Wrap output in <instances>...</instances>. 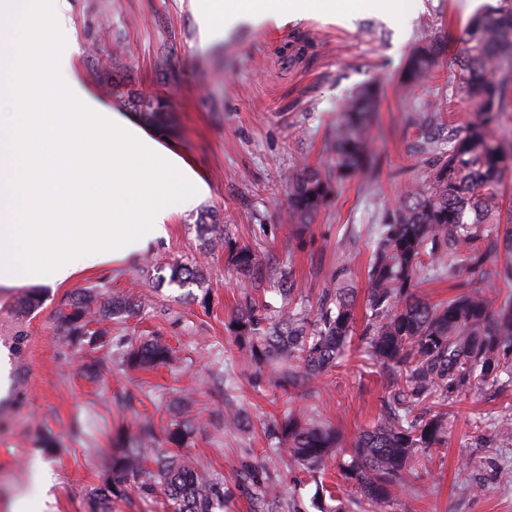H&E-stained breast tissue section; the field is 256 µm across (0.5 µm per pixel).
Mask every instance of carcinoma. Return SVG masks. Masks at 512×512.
I'll return each instance as SVG.
<instances>
[{
	"instance_id": "1",
	"label": "carcinoma",
	"mask_w": 512,
	"mask_h": 512,
	"mask_svg": "<svg viewBox=\"0 0 512 512\" xmlns=\"http://www.w3.org/2000/svg\"><path fill=\"white\" fill-rule=\"evenodd\" d=\"M85 32L91 60H105L112 92L125 95L127 52L112 43L108 0L87 5ZM459 43L460 67L453 78L473 102L477 120L447 136L448 148L435 151L425 177L404 190L369 238L362 338L376 363L398 374L399 383L387 415L356 439L339 468L377 512L393 504L415 466H428L432 449L448 443L445 417L418 416V407L442 405L475 384L494 385L503 374L512 380V296L495 305L466 284L472 278L512 284V213H503L500 203L512 149L495 134L512 111V79L498 76L503 65L512 67V3L475 15ZM446 47L436 39L419 47L408 64L411 79H428L434 57ZM376 98V88L370 85L340 105L343 123L331 172L303 166L288 174V221L304 227L328 201L333 185L373 170L371 113ZM128 101L159 124L167 119L166 99L130 95ZM450 103L449 98L439 99L428 106L422 139H431L434 129L448 128L445 112ZM224 246L245 287L259 290L254 255L237 246L227 224ZM348 274V261L336 265L313 319L298 312L274 315L249 297L225 323L228 339L255 384L264 383L270 372L286 392H310L339 366L355 323ZM445 274L463 292L432 303L417 291L420 279ZM200 279L198 269L177 264L171 267L168 284L184 288ZM130 311L123 297L82 289L60 306L57 318L60 330L73 340L102 345L107 332L91 328L92 323L119 319ZM123 359L130 368L154 367L169 362L171 351L165 342L150 340L128 347ZM192 431V421L185 419L161 440L147 425L120 435L112 481L99 489L92 512H112V498L128 487L161 495L169 512H224V484L209 480L192 457L181 452ZM267 437L278 441L289 464L313 475L343 450L336 428L305 410L274 419ZM161 443L170 449H159ZM249 475L262 508H278L277 480L256 471Z\"/></svg>"
}]
</instances>
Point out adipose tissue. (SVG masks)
Returning <instances> with one entry per match:
<instances>
[{"mask_svg":"<svg viewBox=\"0 0 512 512\" xmlns=\"http://www.w3.org/2000/svg\"><path fill=\"white\" fill-rule=\"evenodd\" d=\"M201 41L237 23L333 15L343 0H193ZM66 0H0V284L70 281L167 238L209 187L138 117L101 109L67 73Z\"/></svg>","mask_w":512,"mask_h":512,"instance_id":"obj_1","label":"adipose tissue"}]
</instances>
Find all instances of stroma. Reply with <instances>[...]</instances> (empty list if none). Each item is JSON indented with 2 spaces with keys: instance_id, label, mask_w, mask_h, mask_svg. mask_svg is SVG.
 I'll use <instances>...</instances> for the list:
<instances>
[{
  "instance_id": "1",
  "label": "stroma",
  "mask_w": 512,
  "mask_h": 512,
  "mask_svg": "<svg viewBox=\"0 0 512 512\" xmlns=\"http://www.w3.org/2000/svg\"><path fill=\"white\" fill-rule=\"evenodd\" d=\"M67 3L74 77L104 108L127 111L109 79L87 61L88 0ZM469 19L463 0H423L408 21L359 6L348 21L309 16L280 26H237L204 48L192 0H112L115 35L130 51L128 90L169 98L173 121L162 136L192 162L210 193L195 210L172 216L166 239L122 262L87 263L62 285L0 286V361L9 378L0 390V512H92L96 489L112 477L117 433L148 423L161 435L179 416L196 424L189 454L228 492L224 512H255L246 463L279 475V512H334L340 502L348 512H367L336 461L310 476L276 453L264 427L303 408L354 443L386 411L383 370L356 334L342 363L313 393L255 386L224 329L245 290L223 243L205 244L200 226L230 225L259 267L292 268L301 293L283 299L271 279L256 294L275 310L315 314L337 262L349 261L356 325L364 327L369 230L432 159L417 124L453 71V56L436 58L428 80L415 85L404 83L403 69L425 35L458 38ZM160 58L178 84L155 68ZM369 84L378 88L374 172L346 180L308 224L306 247L298 248L297 229L286 219L285 175L296 165H333L338 105ZM180 262L201 269L200 284H165ZM95 286L142 303L138 314L107 323L109 336L97 349L63 336L57 321L63 300ZM33 294L38 308L20 314V301ZM154 336L171 346L173 362L126 370L123 342ZM94 359L106 364L98 378L83 371ZM231 408L247 412L248 428L227 427ZM444 411L447 445L434 451L428 469L408 478L390 512H512V437L494 432L512 424V386H473ZM36 470L46 473L45 481H32Z\"/></svg>"
}]
</instances>
